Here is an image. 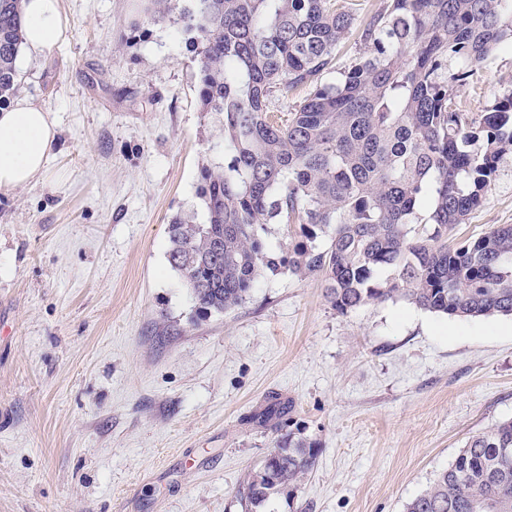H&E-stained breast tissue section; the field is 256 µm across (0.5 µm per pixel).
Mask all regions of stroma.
I'll use <instances>...</instances> for the list:
<instances>
[{
	"label": "stroma",
	"mask_w": 512,
	"mask_h": 512,
	"mask_svg": "<svg viewBox=\"0 0 512 512\" xmlns=\"http://www.w3.org/2000/svg\"><path fill=\"white\" fill-rule=\"evenodd\" d=\"M141 0H60L66 38L19 55L53 113L44 173L0 186V512H244L281 433L314 441L274 512H404L474 435L512 419V316L386 301L340 314L322 277L269 275L198 314L167 228L202 213L224 159L174 23L131 32ZM512 93L500 45L457 89L481 114ZM512 224V153L448 231ZM290 403L278 426L256 416Z\"/></svg>",
	"instance_id": "35a3bbf8"
}]
</instances>
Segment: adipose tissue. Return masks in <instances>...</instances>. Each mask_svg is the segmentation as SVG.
I'll return each mask as SVG.
<instances>
[{"instance_id":"obj_1","label":"adipose tissue","mask_w":512,"mask_h":512,"mask_svg":"<svg viewBox=\"0 0 512 512\" xmlns=\"http://www.w3.org/2000/svg\"><path fill=\"white\" fill-rule=\"evenodd\" d=\"M24 14L28 54H41L61 38L64 25L59 0H25ZM56 140V121L41 104L21 97L0 107V186L34 182Z\"/></svg>"}]
</instances>
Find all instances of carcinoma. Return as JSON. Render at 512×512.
<instances>
[{
    "instance_id": "cac0c4a2",
    "label": "carcinoma",
    "mask_w": 512,
    "mask_h": 512,
    "mask_svg": "<svg viewBox=\"0 0 512 512\" xmlns=\"http://www.w3.org/2000/svg\"><path fill=\"white\" fill-rule=\"evenodd\" d=\"M145 2L148 23L188 36L200 111L223 116L224 162L199 172L203 222L168 226V262L199 312L230 311L286 272L323 276L340 314L400 299L454 318L512 315V225L448 246L512 151V93L478 119L456 101L477 63L512 46V0H387L335 83L323 77L355 21L338 0ZM23 42L22 0H0V107L21 88ZM298 89L278 115L275 101ZM268 224L296 225L287 249L267 245ZM287 412L274 400L258 419ZM275 450L244 482L246 512L293 493L316 443L290 432ZM406 512H512V420L473 436Z\"/></svg>"
}]
</instances>
